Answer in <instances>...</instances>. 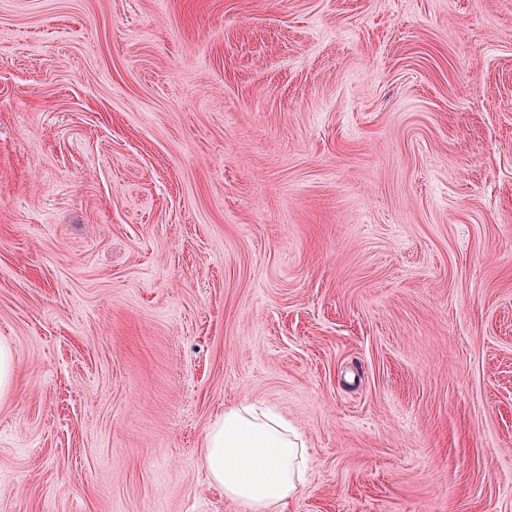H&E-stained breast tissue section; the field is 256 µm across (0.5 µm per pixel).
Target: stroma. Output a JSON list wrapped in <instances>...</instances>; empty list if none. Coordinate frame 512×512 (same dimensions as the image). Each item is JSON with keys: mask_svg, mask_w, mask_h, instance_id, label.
Returning <instances> with one entry per match:
<instances>
[{"mask_svg": "<svg viewBox=\"0 0 512 512\" xmlns=\"http://www.w3.org/2000/svg\"><path fill=\"white\" fill-rule=\"evenodd\" d=\"M0 512H512V0H0ZM14 377V356L12 349L5 345H0V398L7 395L12 388ZM304 447L281 415L243 398L207 428L201 460L240 512H285L303 483Z\"/></svg>", "mask_w": 512, "mask_h": 512, "instance_id": "stroma-1", "label": "stroma"}]
</instances>
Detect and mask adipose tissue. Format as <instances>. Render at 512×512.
<instances>
[{
	"mask_svg": "<svg viewBox=\"0 0 512 512\" xmlns=\"http://www.w3.org/2000/svg\"><path fill=\"white\" fill-rule=\"evenodd\" d=\"M304 453L287 420L244 398L210 424L201 460L239 512H285L303 483Z\"/></svg>",
	"mask_w": 512,
	"mask_h": 512,
	"instance_id": "ef3b65f1",
	"label": "adipose tissue"
}]
</instances>
